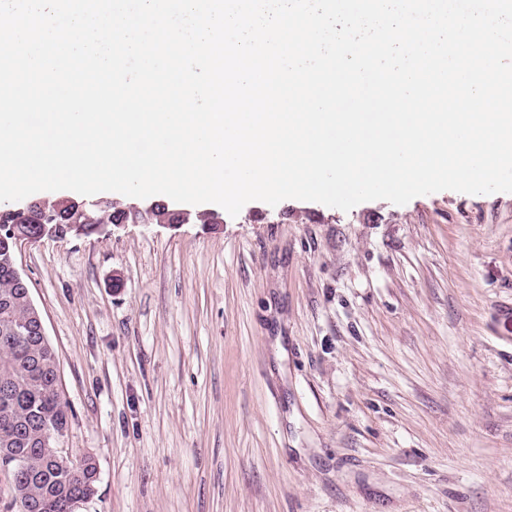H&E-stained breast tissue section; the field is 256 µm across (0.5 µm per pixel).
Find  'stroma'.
<instances>
[{
    "instance_id": "1",
    "label": "stroma",
    "mask_w": 512,
    "mask_h": 512,
    "mask_svg": "<svg viewBox=\"0 0 512 512\" xmlns=\"http://www.w3.org/2000/svg\"><path fill=\"white\" fill-rule=\"evenodd\" d=\"M123 202L190 218L16 250L76 512H512V193Z\"/></svg>"
}]
</instances>
